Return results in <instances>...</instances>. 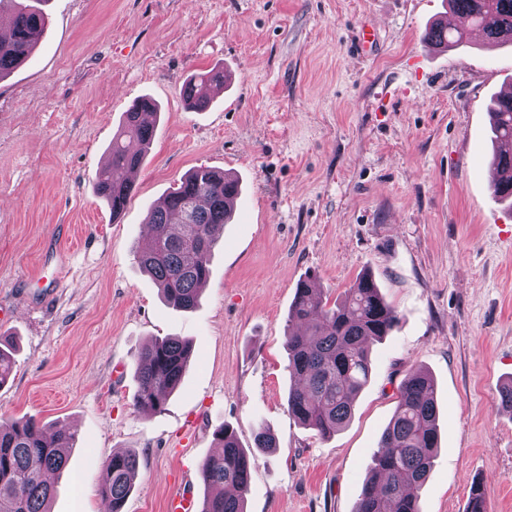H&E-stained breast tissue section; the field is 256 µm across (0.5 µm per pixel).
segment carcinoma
Listing matches in <instances>:
<instances>
[{
  "instance_id": "carcinoma-1",
  "label": "carcinoma",
  "mask_w": 512,
  "mask_h": 512,
  "mask_svg": "<svg viewBox=\"0 0 512 512\" xmlns=\"http://www.w3.org/2000/svg\"><path fill=\"white\" fill-rule=\"evenodd\" d=\"M9 2L12 22L0 36V77L13 71L33 53L47 27L42 10L31 0ZM453 12L469 19L491 45L512 43V0H448ZM424 42L453 47L468 39L464 30L432 23ZM224 85V71L210 69L191 76L182 95L193 109L211 103L214 88ZM158 108L143 97L123 113L121 129L112 138L110 163L92 180L96 196L103 198L112 216L125 210L133 193L128 172L143 160L154 135L153 121L145 120ZM493 163L503 180L493 184L498 201L512 199V94L493 99ZM240 193L239 181L226 179L208 168L183 176L149 209L150 235L136 246L141 268L158 284L166 303L189 311L198 303L202 285L210 274V258L219 231L231 218L229 199ZM397 311L384 298L372 276L361 275L342 298L331 302L312 277L296 288L289 312L286 346L288 372L293 385L288 392V412L323 437L335 434L351 417L353 404L371 378V346L397 325ZM191 358V346L179 337L154 339L137 355L135 406L145 414L161 411L181 384ZM216 440L222 453L205 458L200 476L207 493L200 512H246L251 460L238 443L234 430L220 428ZM439 440L436 385L420 369L403 381L393 416L381 433L370 476L355 512H418L417 500L436 457ZM75 435L64 428H47L33 417L0 425V512H48L53 487L49 471L68 463ZM258 452L276 447L270 430L253 436ZM138 457L133 452L114 453L108 459L101 492L109 512H118L128 495Z\"/></svg>"
}]
</instances>
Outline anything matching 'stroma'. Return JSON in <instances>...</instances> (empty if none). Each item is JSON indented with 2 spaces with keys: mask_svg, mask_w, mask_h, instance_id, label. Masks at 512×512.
<instances>
[{
  "mask_svg": "<svg viewBox=\"0 0 512 512\" xmlns=\"http://www.w3.org/2000/svg\"><path fill=\"white\" fill-rule=\"evenodd\" d=\"M31 59L0 79V344L15 365L0 419L71 428L50 512H108L115 451L139 457L123 512H165L191 489L215 429L251 460L246 512H354L411 369L437 384L440 448L420 512H467L469 480L512 512V210L492 194L490 100L512 84V45L422 34L446 0H41ZM377 51L357 55L359 32ZM213 67L232 81L205 111L181 89ZM160 112L120 216L95 173L137 98ZM236 175L195 309L167 306L134 249L149 206L190 171ZM370 273L399 322L372 347L353 415L324 438L288 413L285 330L297 284L330 299ZM191 341L161 412L134 405L136 354Z\"/></svg>",
  "mask_w": 512,
  "mask_h": 512,
  "instance_id": "1",
  "label": "stroma"
}]
</instances>
